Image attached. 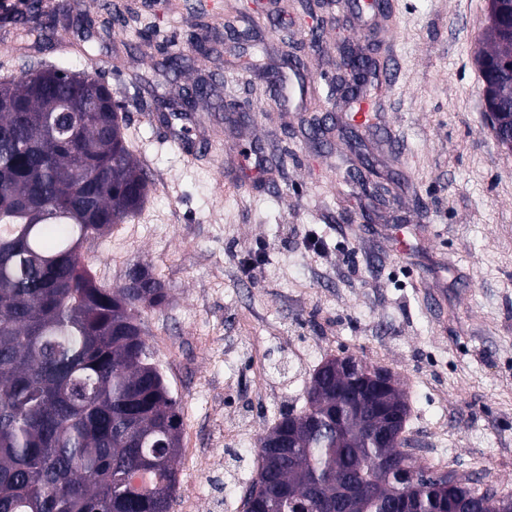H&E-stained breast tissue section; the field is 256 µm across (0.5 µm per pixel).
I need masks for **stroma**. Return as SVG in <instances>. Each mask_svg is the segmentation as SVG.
<instances>
[{
  "label": "stroma",
  "instance_id": "1",
  "mask_svg": "<svg viewBox=\"0 0 512 512\" xmlns=\"http://www.w3.org/2000/svg\"><path fill=\"white\" fill-rule=\"evenodd\" d=\"M317 2L311 16L304 0H79L91 29L59 19L64 55L18 50L0 26V80L41 64L100 75L151 175L141 213L81 254L105 285L140 262L168 290L142 318L183 417L171 512L187 498L194 512H244L259 435L300 412L314 370L343 354L398 379L420 465L479 469L512 495V151L486 122L474 61L488 2L388 0L384 17L365 0ZM230 15L255 21L259 48L229 43ZM198 36L209 61L158 77L163 51ZM286 39L305 66L287 71L283 98L263 68ZM346 45L383 68L359 104L344 96ZM146 78L173 99L201 79L215 93L192 120L163 123ZM354 166L377 172L382 199L345 181ZM398 226L414 231L405 255L389 242Z\"/></svg>",
  "mask_w": 512,
  "mask_h": 512
}]
</instances>
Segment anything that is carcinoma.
I'll list each match as a JSON object with an SVG mask.
<instances>
[{"label": "carcinoma", "mask_w": 512, "mask_h": 512, "mask_svg": "<svg viewBox=\"0 0 512 512\" xmlns=\"http://www.w3.org/2000/svg\"><path fill=\"white\" fill-rule=\"evenodd\" d=\"M56 15L41 0L12 23L58 50ZM480 52L501 63L512 42L488 25ZM212 85L182 89L179 110L195 111ZM103 78L56 68L0 83V512H171L178 486L183 418L146 339L144 309L159 310L167 289L141 263L115 287L81 262L90 238L138 215L151 181L112 109ZM79 110L65 132L61 103ZM321 362L306 406L258 438L256 477L244 496L251 512H387L397 481L377 469L407 458L399 427L388 442L366 434L377 403L409 407L404 391L360 398L336 393L342 378ZM291 431L293 447L267 448ZM415 470L413 512H437L431 479ZM448 496L495 512L492 481L448 473Z\"/></svg>", "instance_id": "cac0c4a2"}]
</instances>
